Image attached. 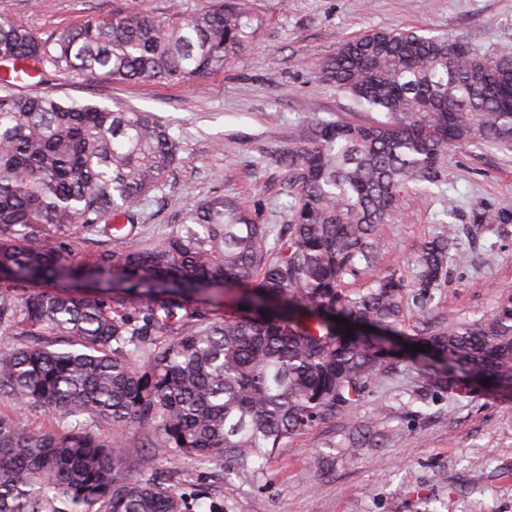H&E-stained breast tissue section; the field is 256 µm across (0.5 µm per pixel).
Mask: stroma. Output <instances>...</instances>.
Here are the masks:
<instances>
[{
	"label": "stroma",
	"instance_id": "obj_1",
	"mask_svg": "<svg viewBox=\"0 0 512 512\" xmlns=\"http://www.w3.org/2000/svg\"><path fill=\"white\" fill-rule=\"evenodd\" d=\"M254 33L205 83L112 80L46 65L33 94L151 113L177 148L158 187L138 201L133 245L161 239L203 200L237 197L262 224L289 223L295 195L276 158L299 145L313 123L355 108L318 78L320 64L347 38L416 29L459 39L478 54L512 49V0H249ZM216 0H0V23L40 37L112 13H198ZM512 209V150H449L435 182H411L378 235V259L349 288L392 272L411 277L410 259L433 237L453 239L446 279L426 311L404 294L401 329L446 314L473 321L512 289V223L474 224L477 209ZM366 446L349 449L356 430ZM150 426L101 424L124 450L122 474L150 475L186 498L184 512H512V387L469 382L449 398L416 358L368 386L361 403L295 436L255 474L227 460L171 457L149 446ZM324 454L323 466L312 459Z\"/></svg>",
	"mask_w": 512,
	"mask_h": 512
}]
</instances>
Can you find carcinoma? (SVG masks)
<instances>
[{
  "label": "carcinoma",
  "instance_id": "cac0c4a2",
  "mask_svg": "<svg viewBox=\"0 0 512 512\" xmlns=\"http://www.w3.org/2000/svg\"><path fill=\"white\" fill-rule=\"evenodd\" d=\"M253 32L247 3L221 0L204 13H117L45 40L0 25V57L133 82L201 80ZM459 45L381 31L322 62L321 81L383 118L318 121L279 156L298 198L292 223L260 224L218 195L154 244L106 247L88 267L72 235L135 236L134 205L177 159L167 128L147 112L0 96V327L55 337L1 351L0 392L61 422L28 432L0 416V512H181L153 477L117 476L123 453L101 422L152 424L168 455L224 457L254 473L361 401L389 363L345 338L348 327L401 338L404 288L426 307L452 244L423 243L407 284L389 273L350 291L345 277L374 267L377 230L407 182L435 177L454 147L512 146V50L463 57ZM508 220L505 210L474 216ZM229 287L242 289L237 310L216 318L212 291ZM415 336L448 392L469 378L512 385L511 290L483 318L446 315Z\"/></svg>",
  "mask_w": 512,
  "mask_h": 512
}]
</instances>
